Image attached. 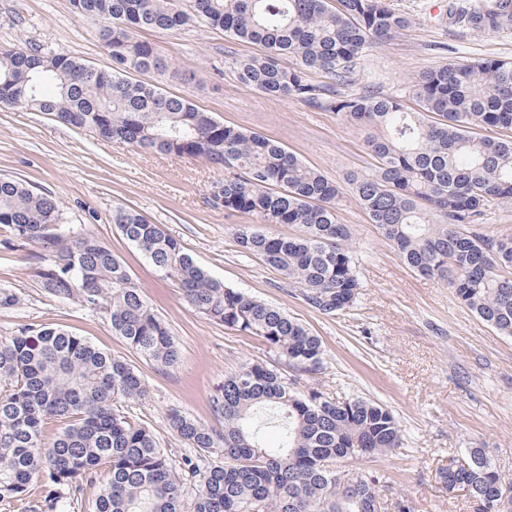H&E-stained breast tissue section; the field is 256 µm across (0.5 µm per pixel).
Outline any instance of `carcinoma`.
Here are the masks:
<instances>
[{"label":"carcinoma","instance_id":"cac0c4a2","mask_svg":"<svg viewBox=\"0 0 512 512\" xmlns=\"http://www.w3.org/2000/svg\"><path fill=\"white\" fill-rule=\"evenodd\" d=\"M71 12L99 27L112 66L98 68L23 39L0 52V106L54 116L104 140L137 150L202 159L223 172L212 201L260 224L296 228L268 235L238 229L240 252L259 258L297 288L314 311L342 315L360 288L348 225L339 222L340 187L279 141L226 125L184 95L138 76L162 75L169 63L143 31L222 29L258 43L261 53L232 60L240 80L273 98L317 104L328 97L347 122L382 127L367 146L376 164L346 184L406 267L448 282L460 303L496 332L512 337V234L487 235L477 225L491 204H512V62H454L414 80L418 109L396 96L338 95L309 82L323 71L349 81L362 53L392 37L407 19L386 0H68ZM472 30L512 25V0L448 2ZM295 53L289 69L282 56ZM508 131L503 137L483 135ZM112 223L126 243L170 279L186 302L210 321L257 336L293 371L286 377L261 362L224 378L213 397L220 427L179 412L168 428L199 451L178 468L153 431L135 425L124 405L143 399L135 368L83 336L51 325H23L0 338V503L36 485L44 502L67 512L70 496L107 478L86 512H184L187 481L197 482L192 512H414L409 499L382 476L346 474V467L401 446V428L386 407L362 397L332 398L297 379L323 369L322 341L283 309L211 278L178 241L124 206ZM3 242L35 245L51 259L40 288L60 301L104 311L112 331L159 369L179 352L125 263L101 240L68 222L61 201L20 179L0 176ZM276 424L279 441L264 442ZM57 427L53 436L46 433ZM450 493L465 492L474 512H512L504 485L481 449L452 458L438 473Z\"/></svg>","mask_w":512,"mask_h":512}]
</instances>
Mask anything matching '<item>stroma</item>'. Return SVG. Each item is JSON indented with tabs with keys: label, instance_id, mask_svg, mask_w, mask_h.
<instances>
[{
	"label": "stroma",
	"instance_id": "1",
	"mask_svg": "<svg viewBox=\"0 0 512 512\" xmlns=\"http://www.w3.org/2000/svg\"><path fill=\"white\" fill-rule=\"evenodd\" d=\"M407 26L359 58L344 93L372 91L417 107L411 92L423 71L461 60H512V28L479 34L448 14V0H386ZM52 47L96 66H110L91 22L77 18L67 0H0V50L18 38ZM170 63L156 82L189 97L221 122L263 133L288 147L336 183L373 164L370 130L348 124L327 104L272 98L244 85L229 58L260 53V45L220 30L187 28L147 36ZM0 173L26 180L62 202L73 226L101 239L128 266L174 336L179 361L159 370L112 332L102 312L48 297L39 286L32 247L0 245V288L19 305L0 309V336L26 324H53L88 338L127 360L143 377L145 399L128 405L132 422L150 427L174 462L195 449L174 437L167 416L177 410L215 426L212 397L224 376L252 362L278 359L255 336L224 328L195 312L174 285L128 247L112 223V209H135L163 225L183 251L214 279L278 306L322 341L320 374L301 377V388L328 396H360L397 417L403 445L393 455L359 461L385 475L415 512H470L464 497H450L437 472L449 456L479 448L502 481L512 482V338L498 334L454 296L446 281L411 272L381 237L350 193L336 214L352 233L360 288L348 313L311 310L281 275L240 252L235 236L249 216L212 205L216 169L200 160L139 152L93 137L40 112L0 109Z\"/></svg>",
	"mask_w": 512,
	"mask_h": 512
}]
</instances>
